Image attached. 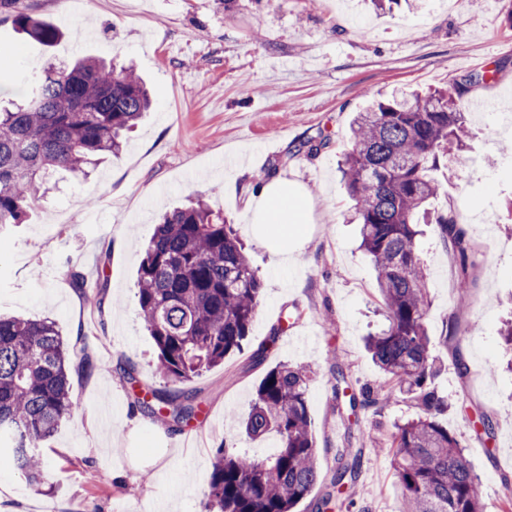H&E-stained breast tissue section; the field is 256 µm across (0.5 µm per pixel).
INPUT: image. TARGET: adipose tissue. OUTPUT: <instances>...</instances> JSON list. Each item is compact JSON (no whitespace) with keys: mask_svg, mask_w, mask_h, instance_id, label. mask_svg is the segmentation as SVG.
<instances>
[{"mask_svg":"<svg viewBox=\"0 0 512 512\" xmlns=\"http://www.w3.org/2000/svg\"><path fill=\"white\" fill-rule=\"evenodd\" d=\"M308 196L302 183L277 179L258 189L247 213L249 232L284 258H292L304 236Z\"/></svg>","mask_w":512,"mask_h":512,"instance_id":"obj_1","label":"adipose tissue"}]
</instances>
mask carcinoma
I'll list each match as a JSON object with an SVG mask.
<instances>
[{
    "instance_id": "carcinoma-1",
    "label": "carcinoma",
    "mask_w": 512,
    "mask_h": 512,
    "mask_svg": "<svg viewBox=\"0 0 512 512\" xmlns=\"http://www.w3.org/2000/svg\"><path fill=\"white\" fill-rule=\"evenodd\" d=\"M14 25L41 47L63 37L52 23L26 14L16 15ZM19 70L25 96L0 109V229L24 221L54 174L76 175L119 152L123 132L151 107L132 68L101 58L59 67L30 63ZM497 73L474 72L446 91L394 92L357 113L340 167L388 320L367 348L387 384L420 410L396 425L388 442L400 512H481L459 437L440 421L448 400L431 388L436 365L425 326L430 292L417 225L437 226L457 258L458 291L470 294L472 241L455 212L432 213L430 203L440 191L434 172L463 148L468 134L459 100ZM136 286L158 369L173 385L241 351L263 290L233 227L202 200L162 216L143 249ZM74 368L88 372L96 364L85 357L72 366L55 322L0 318V457L32 483L48 474L40 448L73 408ZM308 382L304 368L286 364L265 374L241 424L251 437H274L278 451L257 459L218 449L206 490L210 512H295L310 495L319 472ZM137 403L178 424L200 411L184 391L153 390ZM348 404L352 410L375 406L378 397L362 391ZM360 457L358 451L336 469V493L352 497Z\"/></svg>"
}]
</instances>
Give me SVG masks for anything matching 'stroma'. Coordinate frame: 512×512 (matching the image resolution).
<instances>
[{
	"label": "stroma",
	"mask_w": 512,
	"mask_h": 512,
	"mask_svg": "<svg viewBox=\"0 0 512 512\" xmlns=\"http://www.w3.org/2000/svg\"><path fill=\"white\" fill-rule=\"evenodd\" d=\"M67 12L68 39L44 49L13 28L22 12L56 20ZM512 0H405L385 12L370 0H9L0 6V41L20 59L72 63L94 55L130 63L149 84L153 108L116 155L89 176L57 175L22 224L0 231V314L51 318L76 356L95 370L72 373L74 407L42 453L45 484L17 471L0 482L48 512H205L216 449L269 456L267 439L242 434L265 373L281 363L309 367L308 406L319 482L298 512L317 505L348 449H360L352 512H399L391 449L366 434H389L416 406L395 396L380 407L338 410L335 371L351 391L384 381L365 347L387 321L372 263L360 249L352 204L337 166L350 147L356 112L392 91L435 89L480 70L495 81L470 95L492 100L487 120L468 116V148L439 170L432 210H455L475 245L469 302L456 288L454 257L435 225L418 244L428 274L425 320L441 364L434 388L452 407L443 421L461 441L477 478L483 512H502L512 495V372L498 331L512 318ZM327 144L314 156L302 143ZM228 156L240 158L225 168ZM304 184L310 226L288 268L247 230L245 206L266 173ZM203 198L234 225L259 271L263 293L249 336L223 365L187 383L209 430L165 424L133 404L143 386L167 389L154 342L141 324L136 294L140 244L160 214ZM82 273L72 288L69 269ZM104 301L95 304L96 291ZM296 315L301 340H284L281 317ZM134 366L138 386L120 375ZM493 438L468 429L475 414Z\"/></svg>",
	"instance_id": "1"
}]
</instances>
